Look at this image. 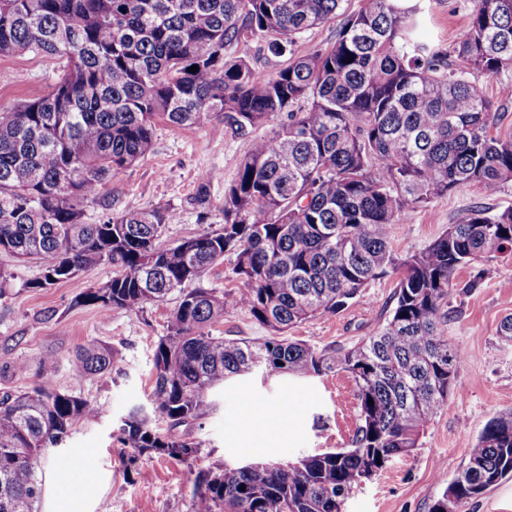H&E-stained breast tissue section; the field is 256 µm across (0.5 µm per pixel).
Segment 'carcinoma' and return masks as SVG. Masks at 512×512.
<instances>
[{"label":"carcinoma","mask_w":512,"mask_h":512,"mask_svg":"<svg viewBox=\"0 0 512 512\" xmlns=\"http://www.w3.org/2000/svg\"><path fill=\"white\" fill-rule=\"evenodd\" d=\"M344 2L0 0L1 57L29 51L65 61L48 93L0 108V254L39 264L29 288L112 263V279L77 300L105 314L178 294L156 345L148 405L120 427L133 456L194 457L198 444L177 427L213 413L211 391L254 370L297 379L342 371L355 382L348 447L295 463L226 465L196 485L203 512H344L351 492L412 455L461 393L463 353L443 323L448 298L481 287L482 277L456 283L455 273L512 254V208L474 207L404 259L389 237L403 212L461 184L493 195L512 183V136L493 134L502 114L481 82L512 74V0H472L467 32L446 49L423 40L416 12L396 0H363L351 13ZM338 16L332 45L266 77L251 66L253 44L280 57ZM214 112L242 137L287 117L251 141L224 189L221 231L163 245L166 225L178 221L163 206L84 221L82 204L151 151L158 122L190 127ZM227 253L243 292L189 287ZM391 273L399 275L391 314L350 348L211 333L239 306L276 331L333 314ZM114 358L111 345L87 342L72 360L75 381L109 373ZM97 413L76 388L34 385L0 397V512H34L47 451ZM156 418L167 432L152 426ZM508 476L512 412L486 424L430 512H447L450 492L459 506Z\"/></svg>","instance_id":"carcinoma-1"}]
</instances>
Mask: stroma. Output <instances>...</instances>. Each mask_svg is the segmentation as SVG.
<instances>
[{"label":"stroma","instance_id":"35a3bbf8","mask_svg":"<svg viewBox=\"0 0 512 512\" xmlns=\"http://www.w3.org/2000/svg\"><path fill=\"white\" fill-rule=\"evenodd\" d=\"M422 6L431 41L445 48L461 40L468 25V0H423ZM62 69L61 60L30 52L0 57V107L44 95ZM272 131L268 123L255 127L250 137H240L220 114L187 129L158 124L151 152L106 182L98 202L84 203V219L99 224L130 206L167 205L180 218L166 226L161 238L165 245L222 229L225 186L234 180L251 139L271 136ZM210 170L218 177L209 187L210 206L204 211L193 197L201 174ZM475 206L493 214L512 208V184L493 196L477 184H463L405 213L389 228L393 252L402 258L420 251ZM0 268L13 275L0 296V393L15 394L36 384L57 391L77 387L99 408L98 417L77 422L66 441L71 466L86 471L84 481L71 483L65 469L46 462L37 512H200L198 476L227 464H285L301 455L343 448L356 429L358 401L349 374L298 380L254 373L226 382L216 392V411L185 426L199 445L195 458L184 462L156 452L133 456L121 442L120 420L147 403L154 350L166 333L176 297L140 311L115 309L105 315L76 305L75 299L111 280L112 264L38 290L28 286L40 275L37 264L4 254ZM477 274L483 277L481 287L452 299L453 316L444 326L449 342L464 355L458 371L463 396L450 398L433 417L411 456L393 460L354 489L345 512H429L466 464L468 450L487 422L512 411V342L497 334L502 318L512 314V257L474 262L460 269L456 279L464 282ZM396 286L395 276L376 279L363 301L311 318L288 329L287 335L319 349L352 346L388 318ZM92 339L114 348L112 371L74 383V352ZM49 353L58 358L51 371L43 367Z\"/></svg>","mask_w":512,"mask_h":512}]
</instances>
